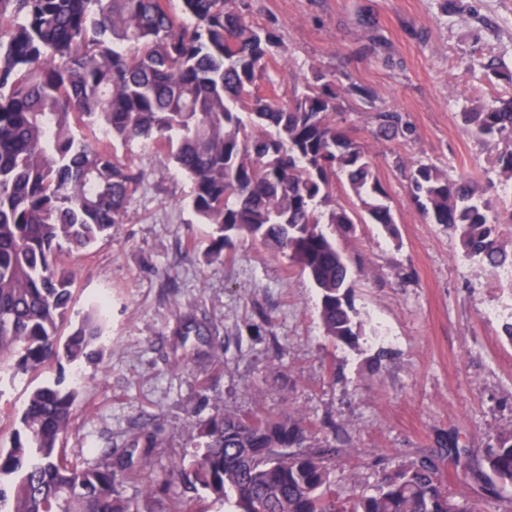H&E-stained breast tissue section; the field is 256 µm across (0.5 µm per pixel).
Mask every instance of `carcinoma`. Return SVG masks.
<instances>
[{
	"instance_id": "carcinoma-1",
	"label": "carcinoma",
	"mask_w": 512,
	"mask_h": 512,
	"mask_svg": "<svg viewBox=\"0 0 512 512\" xmlns=\"http://www.w3.org/2000/svg\"><path fill=\"white\" fill-rule=\"evenodd\" d=\"M0 0V379L97 358L98 309L63 333L74 274L61 257L83 255L123 222L142 174L116 144L141 139L167 151L192 183V208L213 228L211 255L249 238L306 272L319 290V316L333 342L354 345L360 323L350 300L351 269L336 229L396 217L368 148L336 123L344 94L366 99L320 68L304 90L281 99L260 91L283 57L277 31L246 19L242 0ZM493 154L500 182L512 179V93L461 113ZM96 126L100 137L80 127ZM412 129L399 112H379L373 136ZM341 183L349 199L336 198ZM419 215L456 234L478 263L512 265L499 244L498 203L470 173L423 160L408 169ZM81 380L59 376L35 387L9 433L0 429V512H141L122 495L139 484L156 497L142 466L93 463L64 453ZM203 452L170 475L204 491L194 509L158 498L152 512H482L420 455L336 489L346 451L316 439L294 410L226 412L200 425ZM159 429L130 447L159 448ZM458 478L495 495L512 489V431L489 438L479 464L445 442Z\"/></svg>"
}]
</instances>
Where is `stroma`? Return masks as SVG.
Here are the masks:
<instances>
[{
    "instance_id": "1",
    "label": "stroma",
    "mask_w": 512,
    "mask_h": 512,
    "mask_svg": "<svg viewBox=\"0 0 512 512\" xmlns=\"http://www.w3.org/2000/svg\"><path fill=\"white\" fill-rule=\"evenodd\" d=\"M250 21L276 27L286 54L269 76L301 91L310 68L350 76L371 91L342 96L338 118L368 145L396 215L337 232L351 259L357 346L325 335L311 279L247 238L209 256L212 229L189 206L190 181L140 140L118 153L144 179L111 240L71 257L76 312L105 304V348L82 363L88 413L65 451L80 462L124 456L144 426L161 430L147 465L160 495L192 504L170 464L202 451L198 427L227 412L295 409L319 438L350 449L338 486L373 481L377 465L437 454L443 440L480 456L490 434L512 430V278L466 256L454 234L426 223L396 160L465 170L497 185L490 152L460 114L512 92L483 67L512 72V0H245ZM404 113L414 133L371 132L379 112ZM204 336L181 337L186 321Z\"/></svg>"
}]
</instances>
